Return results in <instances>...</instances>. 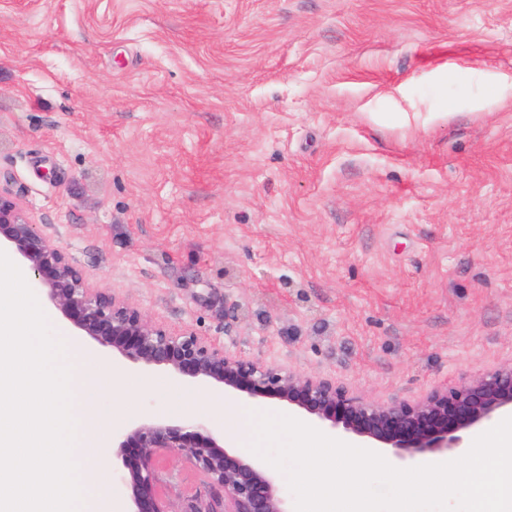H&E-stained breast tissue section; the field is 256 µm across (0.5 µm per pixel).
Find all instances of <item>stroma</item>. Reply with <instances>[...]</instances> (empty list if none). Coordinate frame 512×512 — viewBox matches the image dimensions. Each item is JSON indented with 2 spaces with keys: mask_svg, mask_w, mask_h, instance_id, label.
Here are the masks:
<instances>
[{
  "mask_svg": "<svg viewBox=\"0 0 512 512\" xmlns=\"http://www.w3.org/2000/svg\"><path fill=\"white\" fill-rule=\"evenodd\" d=\"M0 191L150 322L419 400L512 364V0H0ZM119 372L115 425L226 427Z\"/></svg>",
  "mask_w": 512,
  "mask_h": 512,
  "instance_id": "1",
  "label": "stroma"
}]
</instances>
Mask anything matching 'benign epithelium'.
<instances>
[{
	"mask_svg": "<svg viewBox=\"0 0 512 512\" xmlns=\"http://www.w3.org/2000/svg\"><path fill=\"white\" fill-rule=\"evenodd\" d=\"M0 247L18 257L76 335L113 357L168 370L204 390L286 406L303 422L320 421L352 435L362 448H391L400 460L429 453L462 455L482 423L512 414L511 365L434 388L419 402L382 406L330 379L229 355L192 331L171 333L150 323L137 307L86 284L82 270L1 191ZM112 447L130 512H170L157 477L159 457L166 451L187 459L222 488V509L191 512H288L270 466L244 456L226 443L224 433L199 421L169 415L131 423L112 436Z\"/></svg>",
	"mask_w": 512,
	"mask_h": 512,
	"instance_id": "7a95c632",
	"label": "benign epithelium"
}]
</instances>
